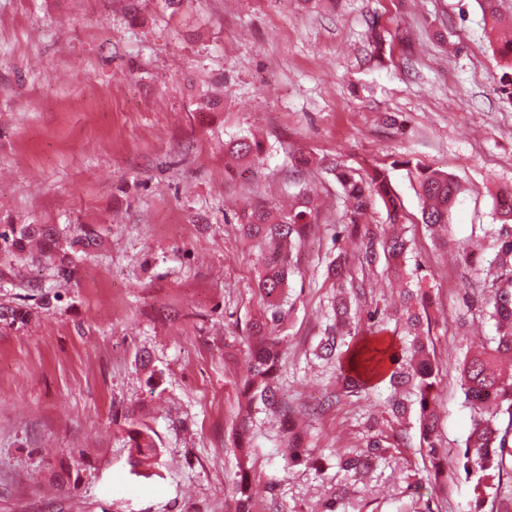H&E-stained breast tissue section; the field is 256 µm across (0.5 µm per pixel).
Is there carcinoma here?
I'll return each instance as SVG.
<instances>
[{
    "label": "carcinoma",
    "instance_id": "carcinoma-1",
    "mask_svg": "<svg viewBox=\"0 0 512 512\" xmlns=\"http://www.w3.org/2000/svg\"><path fill=\"white\" fill-rule=\"evenodd\" d=\"M497 0H481L484 24L496 32H508L501 41L500 56L507 71L500 77L499 94L512 101V17L499 13ZM265 152L263 142L246 134L224 141V153L250 162ZM311 157L301 151L293 157V184L298 188V206L282 211L271 203L247 205L240 216L243 233L256 241L257 290L262 304L259 316L248 323V352L252 359L250 375L239 384L245 399L246 416L235 432L234 448L237 471L234 492L238 496L237 512H255L248 493L254 476L251 462L248 423L251 410L271 411L279 417L284 448L285 470L305 466L322 477L335 467L343 473L322 500L318 512H345L347 487L360 480L365 471L381 460L411 447L406 418L415 415L418 448L429 460L436 478L444 475L463 480L471 486L467 512H485L488 502L498 503L500 512L512 507V186L496 194L495 214L498 223L480 228L483 237L494 238L497 252L490 261L468 244H454L459 260L483 269L484 277L468 281L460 288L462 307L459 320L479 316L493 323L495 333L475 345H466L459 362L463 405L471 414V429L456 444L453 465H448L447 445L441 438V424L435 410L442 378L441 362L432 341L419 333L423 319L429 318L433 306L431 289L426 286L427 273L416 262L409 264L412 241L404 234L387 235L384 225L365 222L372 203L384 204L388 223L401 224L405 216L388 170L374 167L361 172L342 162L330 163L327 170L342 191L345 223L335 225L332 241L336 252L327 254V284L333 293L329 300L327 324L314 348L315 356L336 364V393L354 396L363 390L386 385L387 397L382 408L370 414L360 443L355 448L331 451L327 457L313 456L304 445L297 426L298 413L281 400L275 379L282 362L288 357L283 347L281 328L291 316L295 299L288 279L297 269L298 256L305 240L317 223V209L303 187L304 174ZM416 182L422 200L421 223L433 231L450 232L449 219L462 193L458 178L411 159L399 161ZM356 242L350 253L339 246L344 240ZM93 240L91 231L66 238L54 228L40 224H0V255L31 256L32 244L38 253L67 272L71 252L80 242ZM384 273L405 284L400 306L390 314L378 307L366 312V336L354 343L351 324L358 309L366 302L371 288V272L378 265ZM30 311L21 307L0 311V322L9 327L23 326ZM394 320V330L387 321ZM126 435L132 449V465L150 467L159 454L154 431L126 417Z\"/></svg>",
    "mask_w": 512,
    "mask_h": 512
}]
</instances>
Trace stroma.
Segmentation results:
<instances>
[{"instance_id": "1", "label": "stroma", "mask_w": 512, "mask_h": 512, "mask_svg": "<svg viewBox=\"0 0 512 512\" xmlns=\"http://www.w3.org/2000/svg\"><path fill=\"white\" fill-rule=\"evenodd\" d=\"M0 0V224L87 225L98 244L69 273L45 262H0V307L31 319L0 327V512H228L236 459L231 431L249 372L245 324L259 313L245 201L284 202L289 153L313 158L306 176L318 222L301 250L305 286L282 334L277 385L317 450L353 448L385 398L376 388L328 403L333 369L313 349L330 288L320 259L345 205L325 159L389 165L405 229L431 272L429 336L443 360L442 432L471 426L451 351L457 292L474 270L420 222L413 157L459 176L451 215L466 241L494 221L512 185V105L496 89V38L477 0H188L169 15L145 0ZM378 23L381 60L365 38ZM221 90L224 109L193 100ZM393 114L402 129L384 125ZM255 132L259 165L224 175V141ZM155 433L160 455L136 475L125 415ZM257 512H314L320 480L284 471L279 425L252 414ZM407 450L350 488L371 512H464L470 486L441 487Z\"/></svg>"}]
</instances>
